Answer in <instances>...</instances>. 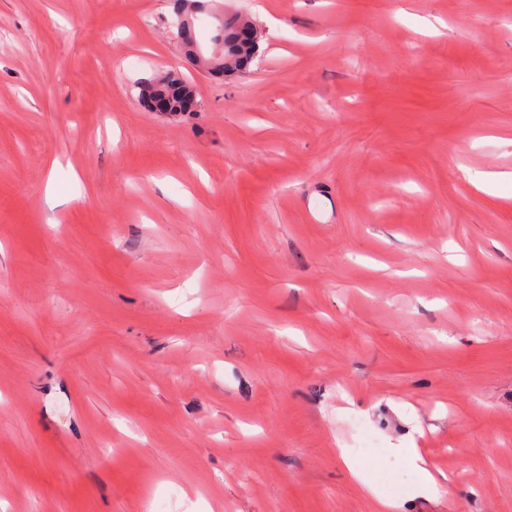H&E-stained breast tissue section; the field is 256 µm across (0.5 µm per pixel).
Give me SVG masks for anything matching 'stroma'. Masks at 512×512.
I'll use <instances>...</instances> for the list:
<instances>
[{
    "instance_id": "obj_1",
    "label": "stroma",
    "mask_w": 512,
    "mask_h": 512,
    "mask_svg": "<svg viewBox=\"0 0 512 512\" xmlns=\"http://www.w3.org/2000/svg\"><path fill=\"white\" fill-rule=\"evenodd\" d=\"M217 2L0 0V512H512V0ZM237 24L243 25L244 34L246 35V39L240 40L239 42H236L235 39V34L241 30ZM217 27H220V29ZM245 30H249L252 33V39L249 33ZM219 35L223 38V41L225 36H227L230 41V47L227 51H225L223 47L225 53L222 58H220V46L214 52L213 59L205 60L202 56L198 55V66L207 71L215 68L216 60L220 58L219 61L221 64L218 66V69L214 74L224 75V73L240 72L244 70L254 59H256L260 52V39L258 32L256 27L250 21L234 17H223L222 22H219L215 27L210 42L212 43L213 39ZM138 89V98L144 105L142 96L156 94L157 90H163L161 95L168 98L169 108L173 112H184L183 106L187 98H194L195 100L193 84L176 72L142 79L138 84ZM194 100H190V108H194ZM409 456L411 458L414 469L418 472L420 477V487L424 492L434 493L438 491L439 487L447 481L448 477L440 473L436 475L429 470L425 465V461L420 454L418 448H407ZM342 460L351 473L352 477L356 482L360 484L362 489L368 494L374 496L377 501L378 512H396L398 509V503L395 500L382 497L375 491L374 485L366 479L358 470L355 469L352 462L345 455L341 454Z\"/></svg>"
}]
</instances>
